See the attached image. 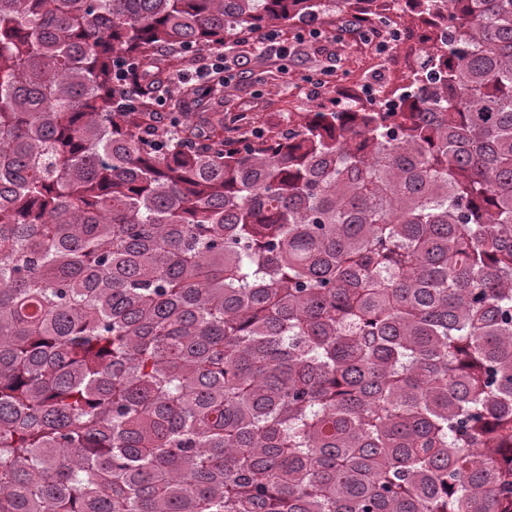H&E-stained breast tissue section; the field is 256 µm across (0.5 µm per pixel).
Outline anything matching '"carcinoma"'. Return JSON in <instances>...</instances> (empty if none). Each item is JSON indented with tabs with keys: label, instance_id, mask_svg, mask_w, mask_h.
<instances>
[{
	"label": "carcinoma",
	"instance_id": "carcinoma-1",
	"mask_svg": "<svg viewBox=\"0 0 512 512\" xmlns=\"http://www.w3.org/2000/svg\"><path fill=\"white\" fill-rule=\"evenodd\" d=\"M341 10L398 110L160 100ZM0 512H512V0H0Z\"/></svg>",
	"mask_w": 512,
	"mask_h": 512
}]
</instances>
